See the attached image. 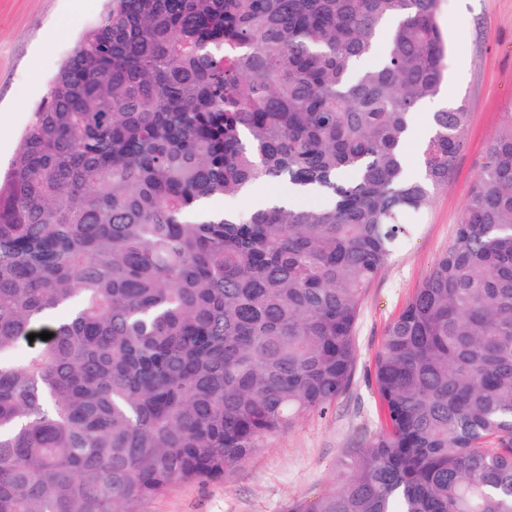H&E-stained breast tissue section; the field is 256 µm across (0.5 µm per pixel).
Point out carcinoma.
I'll list each match as a JSON object with an SVG mask.
<instances>
[{"label":"carcinoma","mask_w":512,"mask_h":512,"mask_svg":"<svg viewBox=\"0 0 512 512\" xmlns=\"http://www.w3.org/2000/svg\"><path fill=\"white\" fill-rule=\"evenodd\" d=\"M436 9L108 0L0 180V512H143L344 394L363 295L464 145L465 106L432 113L409 175ZM260 180L288 207L215 206ZM374 382L385 429L288 512H512L511 112Z\"/></svg>","instance_id":"obj_1"}]
</instances>
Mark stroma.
<instances>
[{"instance_id":"35a3bbf8","label":"stroma","mask_w":512,"mask_h":512,"mask_svg":"<svg viewBox=\"0 0 512 512\" xmlns=\"http://www.w3.org/2000/svg\"><path fill=\"white\" fill-rule=\"evenodd\" d=\"M106 5L107 0H87L73 11L69 0H0L1 174L50 78ZM436 20L448 39L440 96L465 104V142L424 223L366 290L348 390L328 413L303 417L223 480L175 486L148 501L145 512H286L292 501L315 500L344 456L383 428L372 374L385 330L453 244L486 146L512 113V0H438Z\"/></svg>"}]
</instances>
